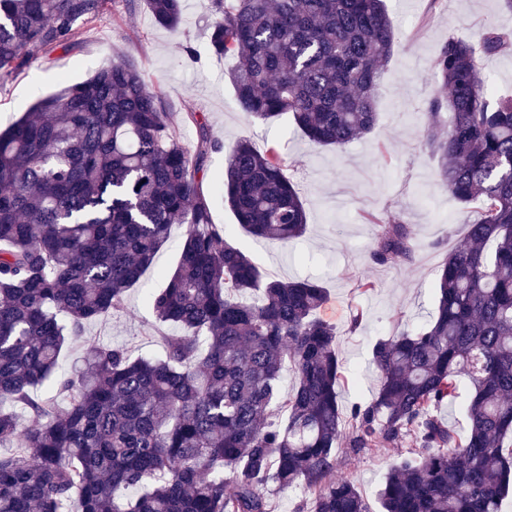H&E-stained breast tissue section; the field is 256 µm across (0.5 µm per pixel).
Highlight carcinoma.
Segmentation results:
<instances>
[{
  "label": "carcinoma",
  "mask_w": 512,
  "mask_h": 512,
  "mask_svg": "<svg viewBox=\"0 0 512 512\" xmlns=\"http://www.w3.org/2000/svg\"><path fill=\"white\" fill-rule=\"evenodd\" d=\"M176 30L181 0H146ZM108 0H0V72L69 49ZM209 49L233 58L241 109L289 115L315 146L343 147L379 119L382 70L396 33L384 0H211ZM512 50V29L451 36L433 62L436 118L424 145L438 179L464 207L481 201L466 242L437 267L436 305L422 326L377 339L371 402L340 410L336 329L316 316L326 289L282 281L212 220L199 173L215 147L206 124L188 151L163 93L131 57L38 100L0 132V512H270L299 487L313 512H370L335 475L345 436L354 453L406 448L378 492L379 512H500L512 489V98L491 99L480 59ZM272 143L241 139L224 170V202L253 238L304 235L306 209ZM371 259L410 263V225L386 211ZM185 239L167 285L147 302L158 359L91 347L62 379L60 409L34 398L61 351L89 322L123 309L169 239ZM294 386L281 390L284 372ZM467 429L436 411L464 388ZM34 423L19 428V415Z\"/></svg>",
  "instance_id": "1"
}]
</instances>
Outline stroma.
Returning <instances> with one entry per match:
<instances>
[{
    "label": "stroma",
    "mask_w": 512,
    "mask_h": 512,
    "mask_svg": "<svg viewBox=\"0 0 512 512\" xmlns=\"http://www.w3.org/2000/svg\"><path fill=\"white\" fill-rule=\"evenodd\" d=\"M386 8L399 45L381 81L379 120L369 134L341 148L311 145L289 117L262 123L241 110L228 78L231 60L214 57L208 48L210 0H184V22L177 31L157 25L145 0H115L99 19L82 27L68 50L0 73V131L61 84L89 79L113 54L134 58L144 78L160 84L181 144L191 151L197 146V129L187 118L191 112L206 122L217 142L202 177L214 223L230 226L231 243L256 257L268 274L282 280L315 279L326 288L318 316L336 328V346L347 368L339 402L347 410L370 402L378 388L370 365L371 342L428 320L435 308L437 267L447 250L464 241L467 222L479 213L478 204L461 207L441 186L437 161L423 146L433 61L449 35L474 40L487 26L512 27V12L503 0H386ZM188 44L197 49V59L186 58ZM242 138L260 150L273 141L281 145L307 210L309 228L301 241L285 247L258 243L236 226L217 186L229 148ZM384 209L411 225L413 263L379 265L371 260L375 227L367 215ZM185 230L182 224L172 226L153 266L127 292L123 310L87 325L64 350L55 377L35 389V397L66 407L68 397L59 381L95 344L120 345L135 357L162 355L147 298L165 287ZM363 279L375 283L372 293L360 292ZM358 312L363 320L357 324L353 317ZM399 455L396 448L356 454L342 444L336 450L337 474L353 482L373 507Z\"/></svg>",
    "instance_id": "obj_1"
}]
</instances>
